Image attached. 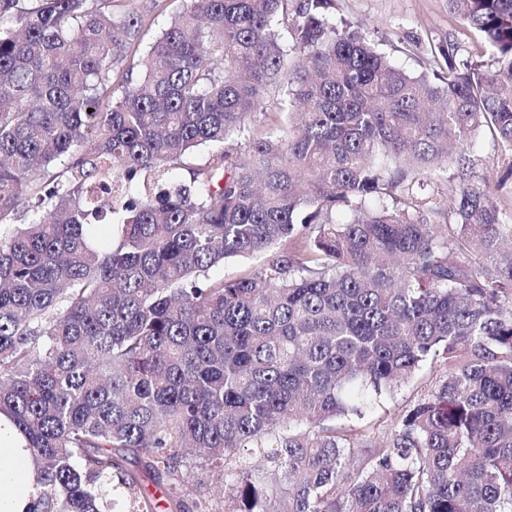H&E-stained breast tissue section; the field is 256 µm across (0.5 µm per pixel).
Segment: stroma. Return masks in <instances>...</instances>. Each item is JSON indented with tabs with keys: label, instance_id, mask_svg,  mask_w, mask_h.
Segmentation results:
<instances>
[{
	"label": "stroma",
	"instance_id": "1",
	"mask_svg": "<svg viewBox=\"0 0 512 512\" xmlns=\"http://www.w3.org/2000/svg\"><path fill=\"white\" fill-rule=\"evenodd\" d=\"M189 0H165L155 8L154 0H117V16L131 15L139 21V38L150 43L171 14ZM328 15L361 27L399 66L415 72L440 70L448 60L441 50L454 45L456 63L489 61L490 52L479 35L466 28L448 9V0H334ZM442 368L425 367L391 396L375 406L369 416L370 434L382 436L387 425L404 413L441 379Z\"/></svg>",
	"mask_w": 512,
	"mask_h": 512
}]
</instances>
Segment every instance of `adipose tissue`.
Segmentation results:
<instances>
[{
	"instance_id": "1",
	"label": "adipose tissue",
	"mask_w": 512,
	"mask_h": 512,
	"mask_svg": "<svg viewBox=\"0 0 512 512\" xmlns=\"http://www.w3.org/2000/svg\"><path fill=\"white\" fill-rule=\"evenodd\" d=\"M23 437L0 415V512H25L33 479Z\"/></svg>"
}]
</instances>
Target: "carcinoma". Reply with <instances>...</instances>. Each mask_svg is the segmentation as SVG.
Masks as SVG:
<instances>
[{
	"label": "carcinoma",
	"instance_id": "carcinoma-1",
	"mask_svg": "<svg viewBox=\"0 0 512 512\" xmlns=\"http://www.w3.org/2000/svg\"><path fill=\"white\" fill-rule=\"evenodd\" d=\"M327 5L191 0L142 49L112 0H0V414L29 512H156L144 476L182 512L190 450L222 512H512V210L475 154L490 133L512 173V0H448L491 64L450 43L432 74ZM443 371L442 367L423 368L411 380L399 387L393 395L386 397L375 406L368 418L371 426L369 434L374 436L373 441L383 436L388 424L423 397L441 379Z\"/></svg>",
	"mask_w": 512,
	"mask_h": 512
}]
</instances>
